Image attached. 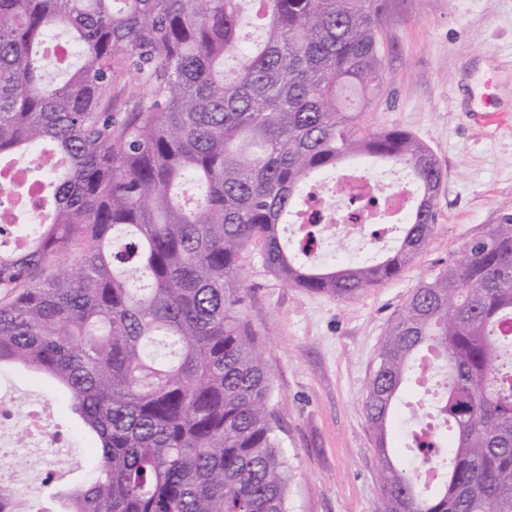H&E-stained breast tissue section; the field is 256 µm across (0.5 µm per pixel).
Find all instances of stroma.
<instances>
[{
  "instance_id": "35a3bbf8",
  "label": "stroma",
  "mask_w": 512,
  "mask_h": 512,
  "mask_svg": "<svg viewBox=\"0 0 512 512\" xmlns=\"http://www.w3.org/2000/svg\"><path fill=\"white\" fill-rule=\"evenodd\" d=\"M384 79L365 115L373 130L403 129L433 151L447 177L424 249L396 277L343 301L291 287L259 252L245 261L244 317L274 373V405L292 482L289 512H378L375 440L364 399L379 340L419 283L512 214V0H392L381 32ZM495 109L481 112L482 93ZM18 411L46 404L73 487L90 453L79 420L46 381L0 374Z\"/></svg>"
}]
</instances>
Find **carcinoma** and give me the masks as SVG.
Wrapping results in <instances>:
<instances>
[{
  "label": "carcinoma",
  "instance_id": "cac0c4a2",
  "mask_svg": "<svg viewBox=\"0 0 512 512\" xmlns=\"http://www.w3.org/2000/svg\"><path fill=\"white\" fill-rule=\"evenodd\" d=\"M389 6L0 0V174L12 210L29 183L52 200L39 223L0 226V369L57 384L95 439L83 485L20 504L0 488V512H288L245 257L258 244L290 286L354 300L426 245L444 171L411 133L363 123ZM59 42L71 62L50 77ZM25 153L40 175L16 182ZM347 157L405 169L416 206L392 245L373 235L374 258L303 262L321 211L294 247L281 225ZM378 358L380 512H512L511 215L419 284Z\"/></svg>",
  "mask_w": 512,
  "mask_h": 512
}]
</instances>
